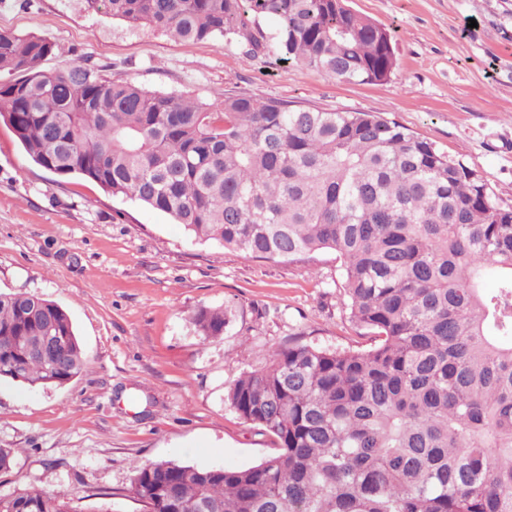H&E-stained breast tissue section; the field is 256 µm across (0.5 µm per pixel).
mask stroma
<instances>
[{
    "mask_svg": "<svg viewBox=\"0 0 512 512\" xmlns=\"http://www.w3.org/2000/svg\"><path fill=\"white\" fill-rule=\"evenodd\" d=\"M388 29V81L340 82L281 63L277 23L262 17L255 57L236 42L180 41L88 12L83 0H0V30L34 32L64 70L91 54L115 79L204 102L227 92L292 108L374 112L463 159L512 204V0H346ZM476 27H469V20ZM0 292L52 301L85 353L61 387L0 379V448L16 449L0 495L63 491L74 512H145L135 465L248 467L270 437L246 426L225 393L296 333L324 348L361 347L333 252L260 259L195 241L182 225L80 176H57L0 123ZM228 308L224 335L191 321Z\"/></svg>",
    "mask_w": 512,
    "mask_h": 512,
    "instance_id": "1",
    "label": "stroma"
}]
</instances>
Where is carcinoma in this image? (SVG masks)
Wrapping results in <instances>:
<instances>
[{
	"label": "carcinoma",
	"instance_id": "carcinoma-1",
	"mask_svg": "<svg viewBox=\"0 0 512 512\" xmlns=\"http://www.w3.org/2000/svg\"><path fill=\"white\" fill-rule=\"evenodd\" d=\"M87 9L184 41L224 38L257 57L258 18L280 60L342 82H385L393 36L344 0H85ZM37 33L0 31V122L59 176L169 216L198 241L258 258L332 251L367 350L299 338L242 373L225 400L274 448L243 468H135L146 512H512V205L433 142L372 112L213 102L113 80ZM489 274L499 287L483 291ZM205 337L227 308L201 309ZM60 342L65 364L38 348ZM85 354L68 314L0 293V378L62 386ZM0 512H71L29 487Z\"/></svg>",
	"mask_w": 512,
	"mask_h": 512
}]
</instances>
